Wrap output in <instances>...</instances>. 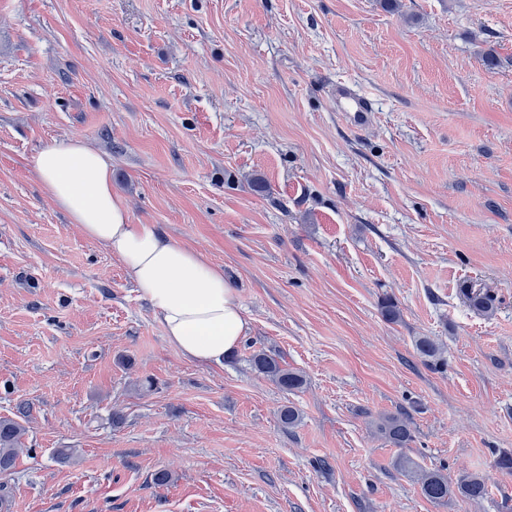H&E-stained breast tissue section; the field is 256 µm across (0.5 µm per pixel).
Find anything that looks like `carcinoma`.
Wrapping results in <instances>:
<instances>
[{"instance_id":"carcinoma-1","label":"carcinoma","mask_w":512,"mask_h":512,"mask_svg":"<svg viewBox=\"0 0 512 512\" xmlns=\"http://www.w3.org/2000/svg\"><path fill=\"white\" fill-rule=\"evenodd\" d=\"M414 349L426 362H435L441 356L439 344L430 336L416 337ZM251 364L257 372L273 381L283 391H296L305 384V377L301 373L283 366L276 358L265 352L252 354ZM375 427L389 442L398 447L411 440L406 420L400 414L380 417ZM25 434V427L18 421L0 418V473L11 471L20 454L25 451ZM392 465L417 484L421 494L431 502H444L452 496L468 501H479L489 494L485 478L477 473L461 474L450 480L442 470L426 469L404 455L396 457Z\"/></svg>"}]
</instances>
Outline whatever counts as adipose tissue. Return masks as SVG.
Masks as SVG:
<instances>
[{"label": "adipose tissue", "instance_id": "ef3b65f1", "mask_svg": "<svg viewBox=\"0 0 512 512\" xmlns=\"http://www.w3.org/2000/svg\"><path fill=\"white\" fill-rule=\"evenodd\" d=\"M30 164L73 223L121 260L169 342L199 365H223L250 328L223 269L156 225L130 223L112 190L111 166L82 141L47 145Z\"/></svg>", "mask_w": 512, "mask_h": 512}]
</instances>
